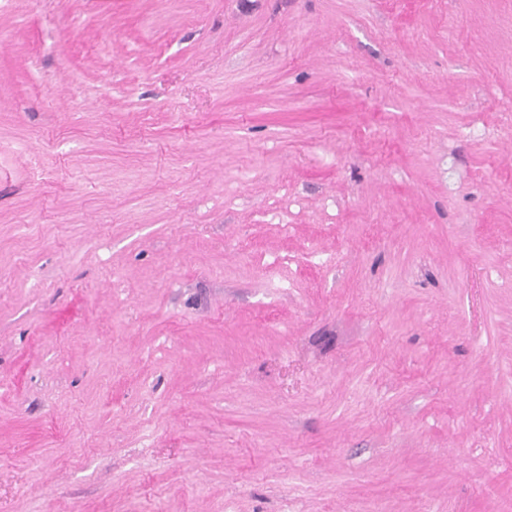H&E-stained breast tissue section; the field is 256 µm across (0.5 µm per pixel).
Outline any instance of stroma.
Masks as SVG:
<instances>
[{
    "label": "stroma",
    "mask_w": 512,
    "mask_h": 512,
    "mask_svg": "<svg viewBox=\"0 0 512 512\" xmlns=\"http://www.w3.org/2000/svg\"><path fill=\"white\" fill-rule=\"evenodd\" d=\"M0 512H512V0H0Z\"/></svg>",
    "instance_id": "35a3bbf8"
}]
</instances>
